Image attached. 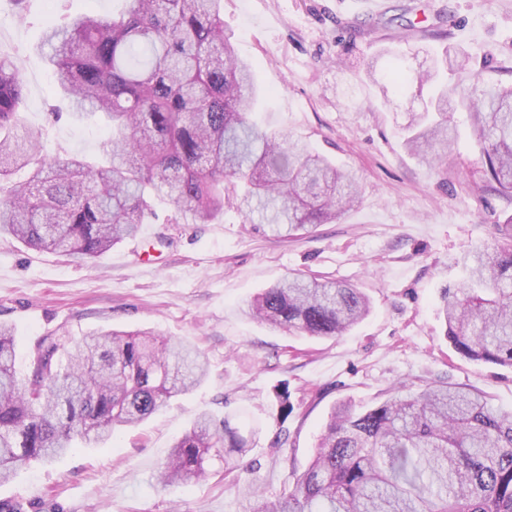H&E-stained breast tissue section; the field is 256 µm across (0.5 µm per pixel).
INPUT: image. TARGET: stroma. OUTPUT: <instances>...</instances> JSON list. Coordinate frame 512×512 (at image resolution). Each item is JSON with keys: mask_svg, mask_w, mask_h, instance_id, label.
<instances>
[{"mask_svg": "<svg viewBox=\"0 0 512 512\" xmlns=\"http://www.w3.org/2000/svg\"><path fill=\"white\" fill-rule=\"evenodd\" d=\"M0 48L20 58L19 123L46 131L49 152L91 156L105 140L94 121L54 117L62 102L52 71L31 48L52 22L45 0L18 15L0 0ZM224 30L251 62L262 93L254 118L307 142L361 177L360 201L339 223L289 238L234 206L209 224L163 209L133 238L86 260L40 252L0 237V323L13 327L20 366L45 335L74 344L101 330L155 329L195 342L209 376L136 428H115L99 448L34 463L0 483V501L21 512H254L291 489L305 469L332 408L372 407L392 388L442 380L486 393L512 412V367L458 353L437 314L441 288L458 281L460 258L493 243L512 217V198L488 182L467 113L436 167L406 151L400 129L418 97L375 107L368 62L388 66L391 50L418 70L444 52L466 57L457 78L512 86V0H224ZM294 274L348 281L371 311L347 334L318 339L245 316L263 288ZM292 408L278 415L277 395ZM231 417L248 452L237 476L161 485L172 445L201 413ZM286 441L285 453L271 444ZM252 481L257 496L238 492Z\"/></svg>", "mask_w": 512, "mask_h": 512, "instance_id": "stroma-1", "label": "stroma"}]
</instances>
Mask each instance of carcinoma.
<instances>
[{"mask_svg":"<svg viewBox=\"0 0 512 512\" xmlns=\"http://www.w3.org/2000/svg\"><path fill=\"white\" fill-rule=\"evenodd\" d=\"M115 16L91 11L46 28L36 52L79 118L106 121L102 160L45 154V132L17 120L24 79L0 53V234L29 248L95 259L166 203L208 224L236 201L294 236L340 220L359 202V177L301 139L250 119L254 68L224 34L223 0H128ZM464 61L417 74L393 67L387 81L424 99L404 142L434 166L454 140L450 113L468 112L488 179L512 197V87L448 80ZM26 172L23 180L15 175ZM496 244L461 260L464 275L441 289L446 336L471 359L512 367V216ZM370 312L347 282L296 276L260 293L246 314L289 332L331 338ZM207 375L193 345L154 331L93 333L70 348L40 338L26 375L16 338L0 324V481L33 461L97 448L116 426L146 421ZM247 441L229 418L202 413L180 437L160 483H191L209 462L235 468ZM257 512H512V413L481 392L402 385L383 403L330 413L293 488Z\"/></svg>","mask_w":512,"mask_h":512,"instance_id":"cac0c4a2","label":"carcinoma"}]
</instances>
